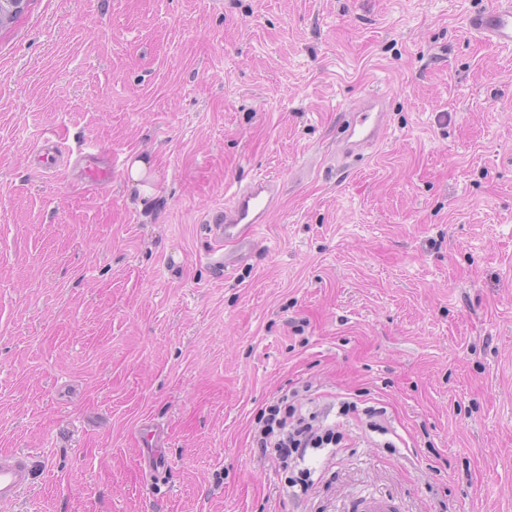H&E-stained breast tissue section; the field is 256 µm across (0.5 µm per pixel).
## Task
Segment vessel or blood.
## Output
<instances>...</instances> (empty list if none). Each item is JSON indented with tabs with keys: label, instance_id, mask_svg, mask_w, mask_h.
<instances>
[{
	"label": "vessel or blood",
	"instance_id": "b4317fda",
	"mask_svg": "<svg viewBox=\"0 0 512 512\" xmlns=\"http://www.w3.org/2000/svg\"><path fill=\"white\" fill-rule=\"evenodd\" d=\"M470 33L481 40L512 46V0H493L486 8L472 12L467 20ZM385 105L370 94L348 106L341 114L336 132V168L343 171L353 158L364 157L367 149L387 135ZM84 181L100 189L111 183L112 167L97 162L83 168ZM282 195L281 182L271 176L253 177L233 185L224 207L204 220L211 241L212 268L228 275L252 259L266 218ZM141 471L147 481H155L167 466V431L149 418L139 424ZM33 480L29 454L0 452V505L13 504Z\"/></svg>",
	"mask_w": 512,
	"mask_h": 512
}]
</instances>
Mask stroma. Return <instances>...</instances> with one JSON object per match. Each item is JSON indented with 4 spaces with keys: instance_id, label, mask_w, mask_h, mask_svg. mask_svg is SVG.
<instances>
[{
    "instance_id": "35a3bbf8",
    "label": "stroma",
    "mask_w": 512,
    "mask_h": 512,
    "mask_svg": "<svg viewBox=\"0 0 512 512\" xmlns=\"http://www.w3.org/2000/svg\"><path fill=\"white\" fill-rule=\"evenodd\" d=\"M489 3L29 0L0 29V452L35 465L0 512H512V48L466 23ZM368 93L387 138L337 177ZM48 138L119 156L111 186L39 178ZM258 174L280 204L221 278L203 216ZM300 379L382 400L397 439L353 430L297 503L248 435ZM140 466L147 481L158 479L167 466V431L165 427L149 418L139 424Z\"/></svg>"
}]
</instances>
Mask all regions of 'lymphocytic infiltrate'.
Returning <instances> with one entry per match:
<instances>
[{
	"instance_id": "f902f5d3",
	"label": "lymphocytic infiltrate",
	"mask_w": 512,
	"mask_h": 512,
	"mask_svg": "<svg viewBox=\"0 0 512 512\" xmlns=\"http://www.w3.org/2000/svg\"><path fill=\"white\" fill-rule=\"evenodd\" d=\"M311 390L309 382L300 380L288 392L271 397L250 432L255 455L286 474L287 493L298 502L309 496L315 484L313 469L305 465L310 453L324 450L336 456L350 425L381 435L390 432L386 406L368 404L357 393L313 406L305 400Z\"/></svg>"
}]
</instances>
